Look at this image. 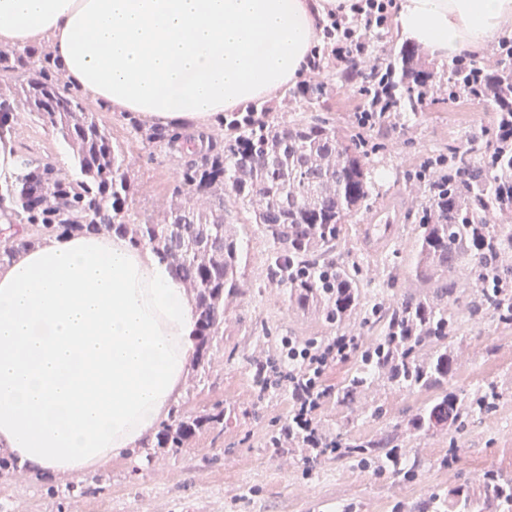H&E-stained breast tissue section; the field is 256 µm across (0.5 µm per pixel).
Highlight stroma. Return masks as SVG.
<instances>
[{
  "label": "stroma",
  "instance_id": "35a3bbf8",
  "mask_svg": "<svg viewBox=\"0 0 512 512\" xmlns=\"http://www.w3.org/2000/svg\"><path fill=\"white\" fill-rule=\"evenodd\" d=\"M358 81L336 78L327 114L341 127L355 123L360 102ZM90 112H100L114 141L122 144L132 165L137 193L133 209L144 218L162 219L179 169L177 157L163 153L147 158L118 113L101 112L86 99ZM493 125V115L476 102L448 98L440 85L424 111L404 112L392 124L361 130L370 143L381 144L372 155V203L347 226L336 247L338 260L359 263L369 294H382L391 308L411 293L406 266L418 230L410 219L424 196L414 171L423 158L447 152L467 135ZM15 142L31 152L55 157L70 166V152L51 132L31 122L18 126ZM388 217L398 224L395 239L379 251L367 245L363 227ZM244 292L224 313V343L200 375L198 386L184 384L177 398L189 412L212 404L224 408L223 428L202 432L179 455L165 449H137L89 476H48L19 467L0 476V512H448L431 505L434 493L459 484H477L485 470L512 472V326L488 315H469L464 300L450 301L459 318L455 374L448 388L466 395L490 383L503 397L495 410L474 416L455 435L403 439L399 446L412 476L394 477L375 465L327 454L305 461L270 445L288 416V393L260 392L252 382L251 360L279 362L281 340L331 337L314 313L292 309L285 291L268 276L270 244L256 225L245 227ZM374 400L383 403L381 418L357 415L327 400L320 410L323 431L345 439L373 438L389 432L426 403L430 395L415 390L380 387ZM461 460L449 464L450 449Z\"/></svg>",
  "mask_w": 512,
  "mask_h": 512
}]
</instances>
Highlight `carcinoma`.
<instances>
[{
  "mask_svg": "<svg viewBox=\"0 0 512 512\" xmlns=\"http://www.w3.org/2000/svg\"><path fill=\"white\" fill-rule=\"evenodd\" d=\"M379 75L404 112L425 108L438 77L407 42ZM458 85L469 86L472 100L494 113L496 130L512 128L511 61L486 71L481 84L452 69L448 99H456ZM326 95L324 83L285 90L284 100L313 113L308 120L280 121L260 102L222 115L220 132L201 134L199 149L175 127L147 128L132 113H122L148 158L158 151L184 156L172 203L158 224L130 207L135 185L126 155L97 113L85 110L80 89L65 82L51 46L0 48V109L51 132L70 150L72 166L64 172L48 155L17 151L15 172L0 176V265L47 237L69 233L115 232L152 248L194 296L192 367L204 370L224 341V302L240 292L242 281L243 238L235 227L238 215L226 207L229 199L270 240V276L285 288L291 306L317 309L330 328L356 319L380 326L359 369L330 388L336 403L349 407L385 380L435 393L399 435L419 439L458 432L474 415L496 409L502 396L493 386L464 397L448 390L455 371L451 338L458 328L448 297L457 288L451 274L465 265L478 287L466 302L468 312L512 324V292L500 287L512 279V141L478 131L448 154L425 160L433 176L418 211L420 231L408 270L417 290L384 312L376 303H363L359 267L332 258L345 225L369 199L371 181L358 134L320 115ZM492 215L499 223H489ZM220 424L224 409L218 404L195 415L175 406L143 447L178 455L198 432ZM395 440L390 434L344 442L338 433L336 458L378 461L399 476ZM433 500L448 501V512H512V475L489 469L477 486H454Z\"/></svg>",
  "mask_w": 512,
  "mask_h": 512,
  "instance_id": "cac0c4a2",
  "label": "carcinoma"
}]
</instances>
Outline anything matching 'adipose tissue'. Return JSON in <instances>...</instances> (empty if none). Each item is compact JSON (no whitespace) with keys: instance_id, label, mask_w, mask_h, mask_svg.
I'll return each instance as SVG.
<instances>
[{"instance_id":"ef3b65f1","label":"adipose tissue","mask_w":512,"mask_h":512,"mask_svg":"<svg viewBox=\"0 0 512 512\" xmlns=\"http://www.w3.org/2000/svg\"><path fill=\"white\" fill-rule=\"evenodd\" d=\"M354 0H0V42L52 39L66 79L116 112L209 131L296 81L320 22ZM402 35L450 59L512 30V0H397ZM195 302L148 247L51 237L0 268V446L84 475L169 416L195 351Z\"/></svg>"}]
</instances>
